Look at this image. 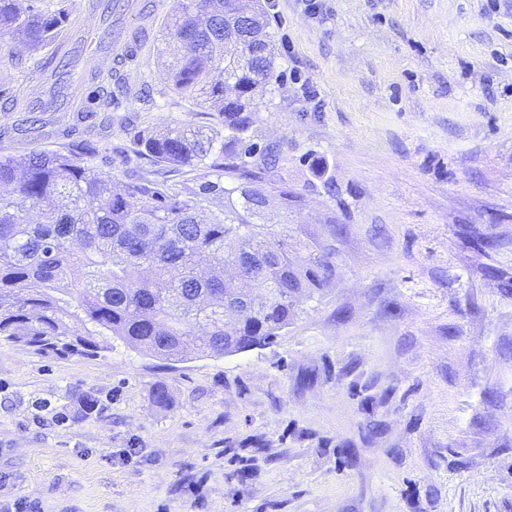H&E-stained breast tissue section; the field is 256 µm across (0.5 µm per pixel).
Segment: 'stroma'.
Masks as SVG:
<instances>
[{"label":"stroma","mask_w":512,"mask_h":512,"mask_svg":"<svg viewBox=\"0 0 512 512\" xmlns=\"http://www.w3.org/2000/svg\"><path fill=\"white\" fill-rule=\"evenodd\" d=\"M271 2L262 134L342 230L334 284L220 358L0 344V512H512V0ZM36 61L0 83L43 98ZM19 118L1 153L91 141L123 180L135 132L211 121L174 94Z\"/></svg>","instance_id":"35a3bbf8"}]
</instances>
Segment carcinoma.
I'll return each mask as SVG.
<instances>
[{
    "label": "carcinoma",
    "mask_w": 512,
    "mask_h": 512,
    "mask_svg": "<svg viewBox=\"0 0 512 512\" xmlns=\"http://www.w3.org/2000/svg\"><path fill=\"white\" fill-rule=\"evenodd\" d=\"M122 0H0V52L22 46L45 58L44 111L74 105L76 47L64 31L84 13L103 18ZM172 92L215 112L220 129L190 122L134 134V153L154 176L112 175L91 142L79 150L32 151L22 163L0 153V341L45 355L100 354L119 342L178 361L191 352L226 356L262 346L297 317L298 297L336 277V250L304 229L306 197L275 174L276 142H258L255 98L277 80L273 34L262 0H172L161 24ZM120 67L136 61L146 35ZM93 112L119 97L154 98L117 67L90 70ZM12 109H28L0 85ZM185 173L188 178L176 180ZM276 204L280 220L267 221Z\"/></svg>",
    "instance_id": "carcinoma-1"
}]
</instances>
